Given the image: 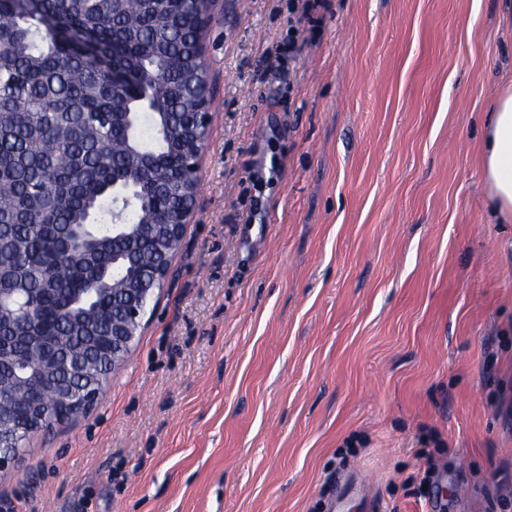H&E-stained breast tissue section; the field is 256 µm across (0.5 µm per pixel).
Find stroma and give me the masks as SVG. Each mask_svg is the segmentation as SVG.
<instances>
[{
	"instance_id": "35a3bbf8",
	"label": "stroma",
	"mask_w": 512,
	"mask_h": 512,
	"mask_svg": "<svg viewBox=\"0 0 512 512\" xmlns=\"http://www.w3.org/2000/svg\"><path fill=\"white\" fill-rule=\"evenodd\" d=\"M204 45L169 277L0 512H330L351 467L378 512H512V223L478 156L512 0H212ZM78 378H80V383L84 385V388H82L80 391L83 393H86L85 401L80 406L81 410L78 412H84L87 411L92 404L95 402L98 394L100 393L99 388L100 386L104 384V382L107 380L108 376H106L103 380V384L101 382L103 374H100L99 376L95 374L89 367V364H86L84 367H81L78 370ZM76 413V414H78Z\"/></svg>"
}]
</instances>
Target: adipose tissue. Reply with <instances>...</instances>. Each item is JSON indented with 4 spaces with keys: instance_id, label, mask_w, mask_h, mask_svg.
<instances>
[{
    "instance_id": "adipose-tissue-1",
    "label": "adipose tissue",
    "mask_w": 512,
    "mask_h": 512,
    "mask_svg": "<svg viewBox=\"0 0 512 512\" xmlns=\"http://www.w3.org/2000/svg\"><path fill=\"white\" fill-rule=\"evenodd\" d=\"M486 200L492 216L512 222V84L496 94L480 144Z\"/></svg>"
}]
</instances>
